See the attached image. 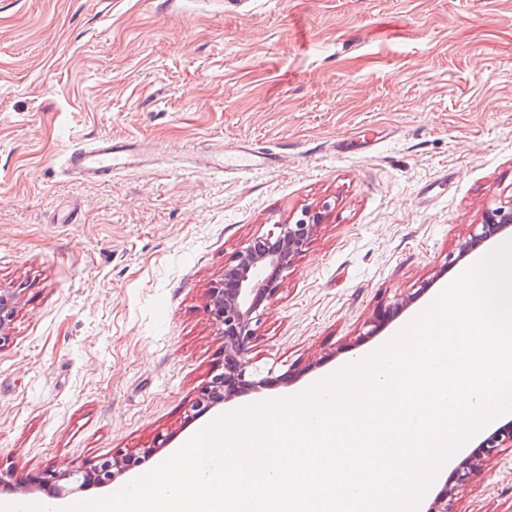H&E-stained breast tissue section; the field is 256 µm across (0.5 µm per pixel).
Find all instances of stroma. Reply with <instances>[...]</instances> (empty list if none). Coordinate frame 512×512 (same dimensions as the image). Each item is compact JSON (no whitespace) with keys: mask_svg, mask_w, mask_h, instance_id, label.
<instances>
[{"mask_svg":"<svg viewBox=\"0 0 512 512\" xmlns=\"http://www.w3.org/2000/svg\"><path fill=\"white\" fill-rule=\"evenodd\" d=\"M103 135L155 150L101 183L66 155ZM247 139L282 167L230 177L181 152ZM337 141L347 152L333 151ZM512 200V0H0V476L181 448L224 363L208 292L254 237L329 205L282 273L249 357L294 395L394 334ZM78 221L63 223L69 210ZM169 447L158 448L163 438ZM455 512H512V448L456 489ZM469 238L461 243L460 256L474 250L480 243L498 237L511 230L512 201L486 212L482 224H476ZM14 300V292L5 288L0 289V343L9 336L14 316Z\"/></svg>","mask_w":512,"mask_h":512,"instance_id":"obj_1","label":"stroma"}]
</instances>
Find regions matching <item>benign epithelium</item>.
<instances>
[{
    "label": "benign epithelium",
    "mask_w": 512,
    "mask_h": 512,
    "mask_svg": "<svg viewBox=\"0 0 512 512\" xmlns=\"http://www.w3.org/2000/svg\"><path fill=\"white\" fill-rule=\"evenodd\" d=\"M328 219L327 210H303L291 224L278 226V232L257 236L238 251L232 263L224 267V277L209 290V313L217 335L224 340L223 371L211 381L191 404L186 419L207 413L216 406L247 391L275 386L288 377H258L250 369L249 345L256 335V326L265 303L278 289L279 278L305 250L318 225ZM512 228V201L490 209L483 222L475 225L469 238L461 243L459 255L474 250L480 243L498 237ZM14 292L0 289V341L6 340L14 316ZM412 298H398L385 306L372 321V328L363 334L375 335ZM512 447V422L497 428L480 445L471 459L461 463L444 483L429 505L428 512H454V489L468 484L481 458ZM157 448H145L121 460L104 459L86 470L51 469L44 472L38 485L50 489L55 498L75 495L91 485L105 486L116 475L151 459Z\"/></svg>",
    "instance_id": "1"
}]
</instances>
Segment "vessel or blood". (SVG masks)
<instances>
[{"label": "vessel or blood", "instance_id": "vessel-or-blood-1", "mask_svg": "<svg viewBox=\"0 0 512 512\" xmlns=\"http://www.w3.org/2000/svg\"><path fill=\"white\" fill-rule=\"evenodd\" d=\"M185 154L192 157L194 168L224 175L276 170L282 161L277 149L253 142H243L210 155L195 154L190 148ZM154 165L152 149L133 139H116L109 135L99 137L91 145L73 149L66 158L68 170L90 182L107 181L129 171H148Z\"/></svg>", "mask_w": 512, "mask_h": 512}]
</instances>
